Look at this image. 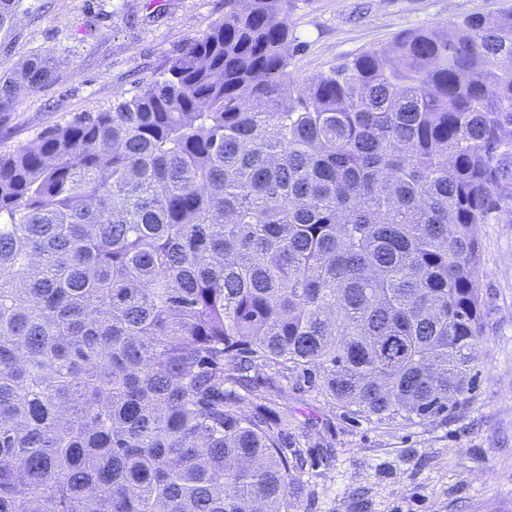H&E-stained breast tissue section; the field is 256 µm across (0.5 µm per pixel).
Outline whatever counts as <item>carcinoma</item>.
<instances>
[{"instance_id":"1","label":"carcinoma","mask_w":512,"mask_h":512,"mask_svg":"<svg viewBox=\"0 0 512 512\" xmlns=\"http://www.w3.org/2000/svg\"><path fill=\"white\" fill-rule=\"evenodd\" d=\"M291 8L224 0L165 78L0 152V512H288L277 378L367 419L469 391L512 11L297 78Z\"/></svg>"}]
</instances>
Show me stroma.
<instances>
[{
    "mask_svg": "<svg viewBox=\"0 0 512 512\" xmlns=\"http://www.w3.org/2000/svg\"><path fill=\"white\" fill-rule=\"evenodd\" d=\"M512 8V0H294L300 77L385 47L400 32ZM224 16V0H18L0 24V77L52 52L58 79L0 109V151L160 79L178 48ZM483 334L472 384L419 421L353 417L299 375L277 398L307 460L289 512H512V222L480 227ZM335 450L318 464L323 445Z\"/></svg>",
    "mask_w": 512,
    "mask_h": 512,
    "instance_id": "stroma-1",
    "label": "stroma"
}]
</instances>
